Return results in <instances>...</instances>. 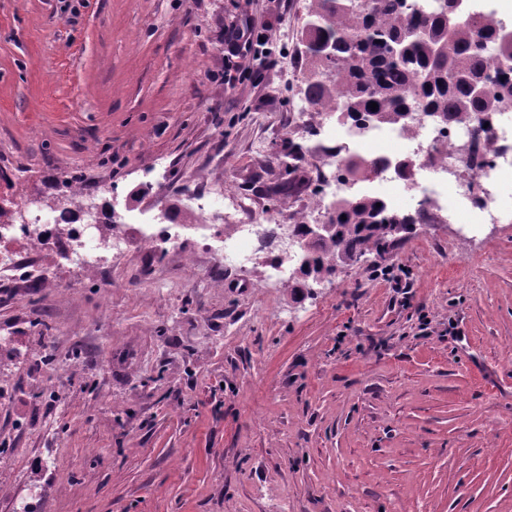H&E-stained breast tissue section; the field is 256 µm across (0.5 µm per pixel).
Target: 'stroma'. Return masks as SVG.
Wrapping results in <instances>:
<instances>
[{"label":"stroma","mask_w":512,"mask_h":512,"mask_svg":"<svg viewBox=\"0 0 512 512\" xmlns=\"http://www.w3.org/2000/svg\"><path fill=\"white\" fill-rule=\"evenodd\" d=\"M307 6L0 0V175L31 212L63 174L106 214L190 224L205 184L304 209ZM500 201L313 290L213 253L190 282L172 246L0 283V512H512V172Z\"/></svg>","instance_id":"stroma-1"}]
</instances>
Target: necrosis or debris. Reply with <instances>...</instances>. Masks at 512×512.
<instances>
[{
  "instance_id": "4bbe7bcc",
  "label": "necrosis or debris",
  "mask_w": 512,
  "mask_h": 512,
  "mask_svg": "<svg viewBox=\"0 0 512 512\" xmlns=\"http://www.w3.org/2000/svg\"><path fill=\"white\" fill-rule=\"evenodd\" d=\"M490 128L488 136L475 139L468 128L448 125L421 111L414 119L397 124L375 123L362 129L349 122L320 126L317 154L321 162L314 168V178L321 190L315 203L298 214L273 216L265 224L254 218L247 198L209 187L188 195L189 206L198 216L189 228L165 213L139 226L71 223V214H85L90 201L89 195L77 188L69 190L63 206L28 217L21 215L19 204L14 203L0 218V271L27 284L50 277L54 258L63 257L83 272L94 274L101 271L108 256L136 249L156 253L177 244L190 229L196 251L212 250L214 242H221L223 262L228 266H246L265 248L274 247L273 269L282 277L301 255L300 246L289 248L282 243L283 225L328 220L336 202L350 193L334 168L351 156L369 159L376 167L375 175L360 182L361 193L375 195L388 187L407 191L408 180L398 163L408 155L417 159L425 173L423 185L412 196L414 211L435 219L444 193L458 187L462 190L460 208L471 215L473 223L496 224L503 211L501 175L512 168V119L495 114ZM389 141L405 142L407 152L386 149ZM464 146L470 150L471 162L460 176L453 165Z\"/></svg>"
}]
</instances>
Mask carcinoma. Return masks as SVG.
I'll use <instances>...</instances> for the list:
<instances>
[{"label":"carcinoma","instance_id":"carcinoma-1","mask_svg":"<svg viewBox=\"0 0 512 512\" xmlns=\"http://www.w3.org/2000/svg\"><path fill=\"white\" fill-rule=\"evenodd\" d=\"M451 2L426 13L408 10L405 0H309L301 32L306 102L339 120L397 123L407 119L417 95L430 116L484 127L489 113L505 111L500 91H512V41L500 40V26L476 12L471 24L448 27ZM492 70L495 87L474 96L471 81L490 79ZM344 171L361 181L372 166L352 159ZM423 221V214L398 212L378 197L348 198L330 218L333 233L317 239L307 236V226L299 228L306 236L303 258L313 276H331L336 257L356 262L373 250L384 253L398 240L392 225L403 224L408 233Z\"/></svg>","mask_w":512,"mask_h":512}]
</instances>
